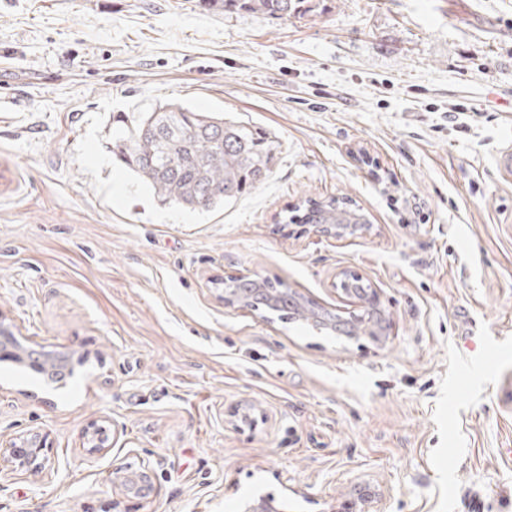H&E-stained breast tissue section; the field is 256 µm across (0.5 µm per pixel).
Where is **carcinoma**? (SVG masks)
Returning a JSON list of instances; mask_svg holds the SVG:
<instances>
[{"label":"carcinoma","instance_id":"obj_1","mask_svg":"<svg viewBox=\"0 0 512 512\" xmlns=\"http://www.w3.org/2000/svg\"><path fill=\"white\" fill-rule=\"evenodd\" d=\"M227 12L253 11L286 21L309 0H204ZM112 154L163 205L213 209L249 193L272 173L274 141L248 123L164 103L112 132ZM307 224H364L365 215L336 199L308 201Z\"/></svg>","mask_w":512,"mask_h":512}]
</instances>
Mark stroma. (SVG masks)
Instances as JSON below:
<instances>
[{"label":"stroma","mask_w":512,"mask_h":512,"mask_svg":"<svg viewBox=\"0 0 512 512\" xmlns=\"http://www.w3.org/2000/svg\"><path fill=\"white\" fill-rule=\"evenodd\" d=\"M177 102L261 128L270 177L210 211L160 204L111 149ZM467 110L460 119L449 105ZM512 0H311L285 21L204 0H0V314L89 370L62 390L0 362V512H512ZM350 200L360 236L286 218ZM383 340L226 306L278 280ZM250 412L254 425L234 418ZM107 426L111 448L81 434ZM156 492L124 498L115 468ZM259 282V281H258ZM233 288L224 289V303L228 306L243 307L250 302V298L266 292L262 288L275 289L278 294L288 296V288H279L269 281H261L260 288H255L256 283L249 277L236 278L231 281ZM352 288L356 293L363 288L360 293L361 299L364 301L363 307H366V313L364 316H360L354 319L357 315H353L349 318L341 315L336 316L333 319H321L319 328L325 329L326 331L336 334L337 336H347L353 327L358 326L360 332L367 333L373 339H379L376 327L378 323L385 321L384 311L379 307V298L376 291L371 288L370 292L368 288H365L364 284L355 283ZM354 319V320H352ZM6 451H8L7 461L13 464V467V461H18L19 467L26 466L34 473H42L46 468L48 458L45 452L48 451V446L42 439L33 438L24 441L21 445H11L6 448ZM112 482L121 487L126 497L149 498L155 492L153 470L149 464L115 469Z\"/></svg>","instance_id":"obj_1"}]
</instances>
